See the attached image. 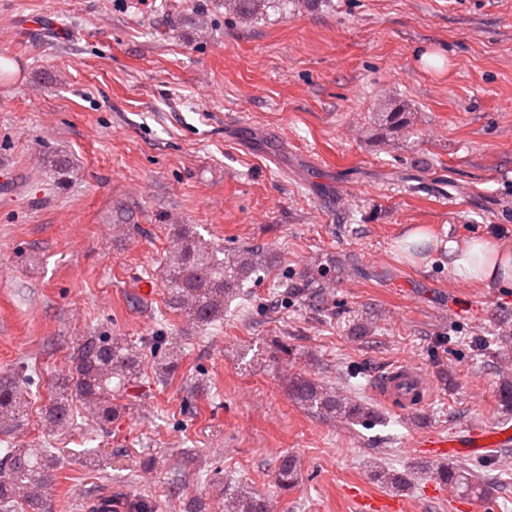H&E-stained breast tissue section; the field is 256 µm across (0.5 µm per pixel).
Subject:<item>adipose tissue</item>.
Here are the masks:
<instances>
[{"label":"adipose tissue","instance_id":"adipose-tissue-1","mask_svg":"<svg viewBox=\"0 0 512 512\" xmlns=\"http://www.w3.org/2000/svg\"><path fill=\"white\" fill-rule=\"evenodd\" d=\"M445 248L448 267L460 281L488 288L512 286V246L474 239L462 245L451 240Z\"/></svg>","mask_w":512,"mask_h":512}]
</instances>
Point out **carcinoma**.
<instances>
[{"instance_id":"carcinoma-1","label":"carcinoma","mask_w":512,"mask_h":512,"mask_svg":"<svg viewBox=\"0 0 512 512\" xmlns=\"http://www.w3.org/2000/svg\"><path fill=\"white\" fill-rule=\"evenodd\" d=\"M224 10L243 18L262 13L269 4L280 0H222ZM184 235L172 242L167 256L169 307L190 319L211 325L224 319V304L248 296L245 283L260 277L269 268L265 251L247 247L227 257ZM328 275L325 270L308 271L299 276H283L276 294L287 299L307 301L318 309L320 291L312 283ZM178 351L170 350L154 362V372L162 383L178 361ZM73 368L69 378L52 387L45 419L58 425L71 417V404L80 403L83 412L93 421L109 424L118 413L112 394L141 374V348L121 336H88L74 349ZM292 398L300 405L324 418L342 419L352 424L377 419L373 406L364 399H352L336 388L321 384L301 374L289 380ZM28 404V392L15 382L0 385V425L8 429L16 415ZM58 460L47 448H16L0 460V509L15 508L40 512L44 494L54 480ZM275 482L287 490L296 486L300 476L298 459L284 453L279 456L274 472ZM380 484H407L403 474L385 466L375 470ZM434 478L452 486L466 496L483 497L489 486L481 481L467 464L459 461L437 466ZM224 512H269L264 498L255 491L240 490L224 501Z\"/></svg>"}]
</instances>
